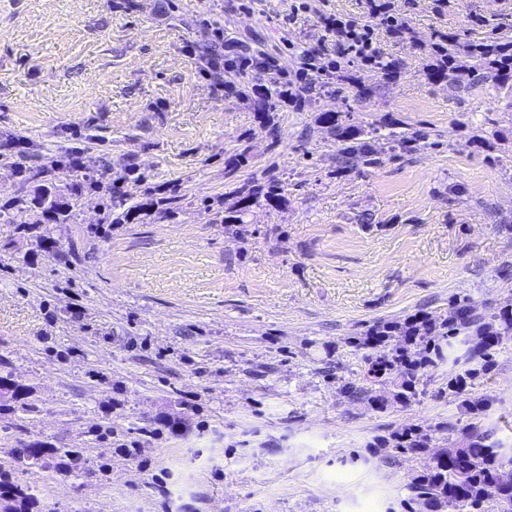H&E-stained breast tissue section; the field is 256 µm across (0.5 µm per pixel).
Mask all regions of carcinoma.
I'll return each instance as SVG.
<instances>
[{
  "label": "carcinoma",
  "mask_w": 512,
  "mask_h": 512,
  "mask_svg": "<svg viewBox=\"0 0 512 512\" xmlns=\"http://www.w3.org/2000/svg\"><path fill=\"white\" fill-rule=\"evenodd\" d=\"M434 51L440 63L434 65L429 76L437 82H444L451 90L464 87L466 80L477 82L490 74L496 85L512 84V38L504 31H495L481 37L463 40L456 36H441L435 43ZM264 57L260 50H250L239 55L236 62L227 68L240 75H248V67L258 71L271 68V63L257 64ZM250 100L257 118L276 132L275 111L293 102L289 95L288 82L270 81L265 85L253 84L242 92ZM351 113L327 110L319 113L316 122L336 138V163L348 164L361 160L366 166L380 164V151L373 143L383 141L384 151L390 154L417 152L428 146L431 133L402 127L386 118L366 126L350 122ZM250 146L242 145L235 153L224 158V177L236 181L234 195L236 205L230 211L219 210V223L224 229L242 236L245 234L244 217L255 207L276 209L285 202L286 185L271 175V169L261 174H252L237 181V173L249 166ZM136 173L130 167L120 177L112 180V193L106 198L104 207L112 215V223L128 224L143 221L155 212L163 210L174 214V204L180 198L175 188L167 191L150 190L145 200L132 203L122 191V184ZM41 211L52 216L56 224H64L71 218L70 210L60 202L54 187H44L31 200L20 198L11 209L0 210V218L6 217L14 224L27 225L25 216ZM512 333V304L492 310L488 315L475 306L471 299L455 300L452 311L446 318L428 314H416L400 321H380L357 341L372 353L367 355L369 369L367 377L371 386L350 385L346 392L351 396H362L375 409L386 407L388 398L373 390L375 385L392 384V397L397 402H407L420 393L419 385L430 368L447 365L454 369L459 365H470L462 374L449 379L448 388L459 393L464 386V377H474L485 370L489 351L497 345L498 336ZM24 386L12 379V374L0 369V401H18ZM448 436L443 438L446 445L437 450L431 463L415 474L409 483L414 502L424 512H464L478 508L488 502L494 503L496 512H512V472L504 474L502 468H512V455L499 453L500 443L495 432L486 430L463 443L451 439L456 426H443ZM434 440L421 428H407L393 435L396 448H409L426 452ZM66 457L73 462L81 460L78 448H46L33 442L14 456L16 467L45 463L56 456ZM0 498L6 500L3 512H33L36 495L32 488L12 480V472L0 474Z\"/></svg>",
  "instance_id": "1"
}]
</instances>
